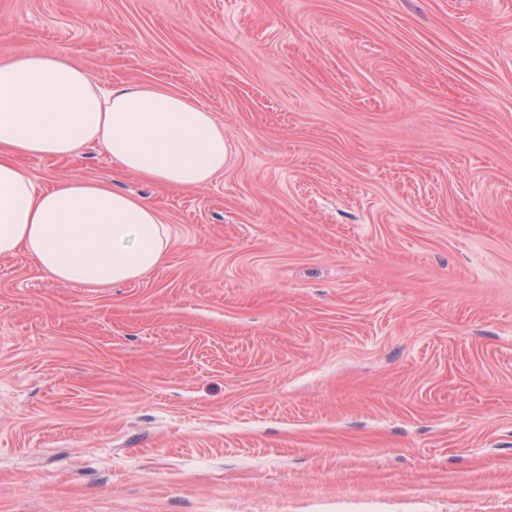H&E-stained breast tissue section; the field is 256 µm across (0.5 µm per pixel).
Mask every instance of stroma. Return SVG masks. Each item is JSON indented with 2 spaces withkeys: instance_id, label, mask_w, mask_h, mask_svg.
Here are the masks:
<instances>
[{
  "instance_id": "35a3bbf8",
  "label": "stroma",
  "mask_w": 512,
  "mask_h": 512,
  "mask_svg": "<svg viewBox=\"0 0 512 512\" xmlns=\"http://www.w3.org/2000/svg\"><path fill=\"white\" fill-rule=\"evenodd\" d=\"M188 97L140 280L0 258V512H512V0H0V55Z\"/></svg>"
}]
</instances>
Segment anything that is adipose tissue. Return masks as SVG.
<instances>
[{
	"label": "adipose tissue",
	"mask_w": 512,
	"mask_h": 512,
	"mask_svg": "<svg viewBox=\"0 0 512 512\" xmlns=\"http://www.w3.org/2000/svg\"><path fill=\"white\" fill-rule=\"evenodd\" d=\"M89 144L125 172L192 188L223 173L224 128L184 96L100 86L53 52L0 58V256L25 252L64 283L138 280L171 241L154 207L82 178L40 188L18 164L69 157Z\"/></svg>",
	"instance_id": "adipose-tissue-1"
}]
</instances>
